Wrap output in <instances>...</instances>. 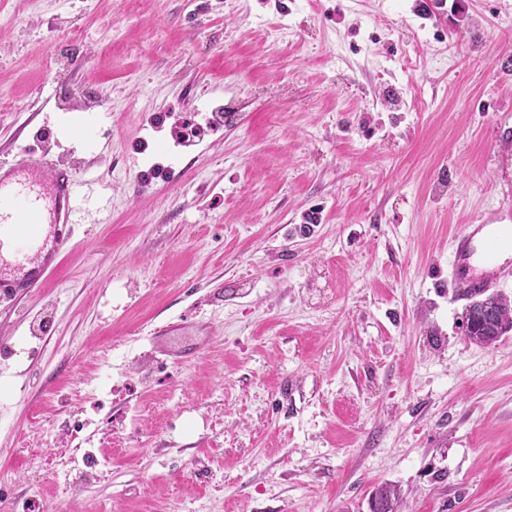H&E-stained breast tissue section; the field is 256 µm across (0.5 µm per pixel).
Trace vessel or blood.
<instances>
[{
    "mask_svg": "<svg viewBox=\"0 0 512 512\" xmlns=\"http://www.w3.org/2000/svg\"><path fill=\"white\" fill-rule=\"evenodd\" d=\"M93 190L65 165L25 155L0 163V297L43 287L68 250L74 212L93 204ZM512 248L511 224H466L455 236L449 281L486 294L512 283V265L496 254Z\"/></svg>",
    "mask_w": 512,
    "mask_h": 512,
    "instance_id": "obj_1",
    "label": "vessel or blood"
}]
</instances>
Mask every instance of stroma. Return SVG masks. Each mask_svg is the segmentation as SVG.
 <instances>
[{
    "label": "stroma",
    "mask_w": 512,
    "mask_h": 512,
    "mask_svg": "<svg viewBox=\"0 0 512 512\" xmlns=\"http://www.w3.org/2000/svg\"><path fill=\"white\" fill-rule=\"evenodd\" d=\"M27 147L112 200L0 301V504L512 512V332L448 282L512 224V0H0ZM480 296L470 298L472 302L467 308L470 311L475 309L468 336L471 342L476 341L481 345H491L502 336L512 331V303L501 294L492 295L489 298L491 303L490 311H483L482 306L477 302L481 300ZM479 306V309H477ZM472 307V308H471ZM395 489L389 485L378 486L370 500V512H395Z\"/></svg>",
    "instance_id": "1"
}]
</instances>
